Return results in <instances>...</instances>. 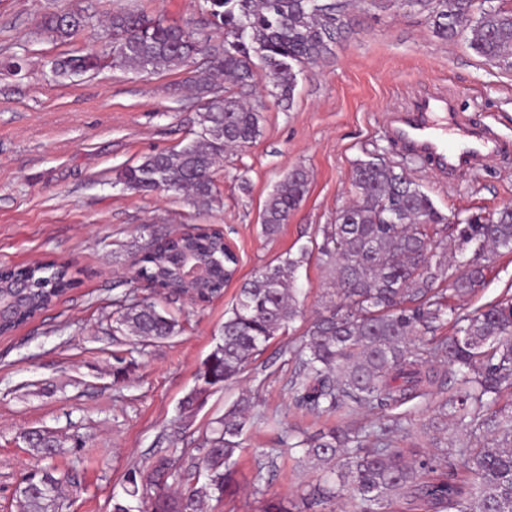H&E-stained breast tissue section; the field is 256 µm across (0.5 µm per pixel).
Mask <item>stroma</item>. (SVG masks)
Returning a JSON list of instances; mask_svg holds the SVG:
<instances>
[{"label":"stroma","mask_w":512,"mask_h":512,"mask_svg":"<svg viewBox=\"0 0 512 512\" xmlns=\"http://www.w3.org/2000/svg\"><path fill=\"white\" fill-rule=\"evenodd\" d=\"M119 10L180 25L203 27L209 19L204 0H0V266L67 262L75 280L41 316L0 336V512H19L14 489L40 463L25 439L34 429L52 431L62 442L55 462L71 475L63 512H109L125 472L166 451L165 432L197 367L220 342L241 281L321 241L323 225L334 223L350 197L355 160L381 156L397 163L448 216L512 204V157L448 184L388 140L390 113L427 89L454 94L471 123L491 125L512 140V69L486 64L466 37L440 39L425 15L389 0H360L353 33L333 55L298 73L291 107L277 105L264 74L245 88L216 82L215 91H229L259 113L262 133L215 165L212 209L198 210L182 192L126 190L117 181L123 168L196 137L205 97L193 86L192 62L54 75L55 59L105 49L108 19ZM54 11H81L89 22L73 38L56 40L40 26ZM297 167L309 173V192L280 233L265 238L264 203ZM194 225L223 228L240 258L237 279L210 303L171 304L134 279L133 262L150 239ZM300 274L303 318L235 382L210 394L184 430L182 447L196 448L208 423L239 393L248 389L257 397V419L238 453L239 490L207 501L205 512H261L267 497L297 501L323 473L299 463L282 437L350 420L317 419L290 403L288 346L322 310L330 282L314 257ZM511 286L512 254L491 264L486 286L463 304L477 308ZM129 293L169 307L178 333L139 344L113 335L116 303ZM268 460L275 467L264 492L253 494L256 464Z\"/></svg>","instance_id":"35a3bbf8"}]
</instances>
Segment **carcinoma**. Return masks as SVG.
Instances as JSON below:
<instances>
[{
	"instance_id": "obj_1",
	"label": "carcinoma",
	"mask_w": 512,
	"mask_h": 512,
	"mask_svg": "<svg viewBox=\"0 0 512 512\" xmlns=\"http://www.w3.org/2000/svg\"><path fill=\"white\" fill-rule=\"evenodd\" d=\"M476 2L396 0L426 14L437 36L452 40L464 33L485 61L511 67L512 6L478 10ZM205 3L211 24L224 29L221 43H211L203 28L117 12L108 23L112 53L90 51L54 63L56 76L71 78L109 62L155 70L203 55L194 82L211 98L200 115V135L178 150L147 155L119 174L128 190H187L202 208L216 198L211 172L219 156L261 135L259 113L234 96L214 93V77L244 88L259 65L277 103L289 104L297 70L331 55L351 29L348 0ZM86 24L82 13H50L42 21L60 40ZM308 190V173L290 171L264 204L261 234L276 236ZM351 192L335 223L322 229L318 254L330 270V300L291 350L294 368L287 387L295 406L317 418L364 409L380 411L383 420L332 426L295 442L283 439L285 447L301 449L306 463L325 472L299 508L330 512L347 495L354 512H512V295L471 311L455 304L485 286L490 262L512 253V205L489 217L479 212L452 219L399 166L378 157L354 164ZM183 251L214 260L209 286L185 288L176 271ZM311 255L302 247L241 285L224 319L222 342L200 363L195 386L180 402L179 420L194 416L211 393L301 316L298 272ZM136 264L140 276L169 295L190 291L203 304L224 294L239 260L226 247L224 232L206 228L179 240H155ZM21 282L30 288L0 323V335L37 317L72 287L69 266L55 261L0 268V295L16 293ZM178 326L171 312L128 295L119 305L114 332L162 340ZM433 402L442 428L460 429L468 441L428 454L398 446L397 437L413 431L415 410ZM255 406V397L245 391L211 422L199 463L179 450L181 427L170 428L167 453L126 472L110 512H201L204 499H224ZM25 438L44 459L54 458L61 447L48 432ZM25 478L26 488L15 490L20 512H62L63 469L53 463Z\"/></svg>"
}]
</instances>
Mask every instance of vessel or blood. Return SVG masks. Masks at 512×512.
Returning a JSON list of instances; mask_svg holds the SVG:
<instances>
[{
    "mask_svg": "<svg viewBox=\"0 0 512 512\" xmlns=\"http://www.w3.org/2000/svg\"><path fill=\"white\" fill-rule=\"evenodd\" d=\"M386 132L404 155L451 180L477 174L512 147L491 127H471L454 99L443 95H418L407 110L391 115Z\"/></svg>",
    "mask_w": 512,
    "mask_h": 512,
    "instance_id": "vessel-or-blood-1",
    "label": "vessel or blood"
}]
</instances>
